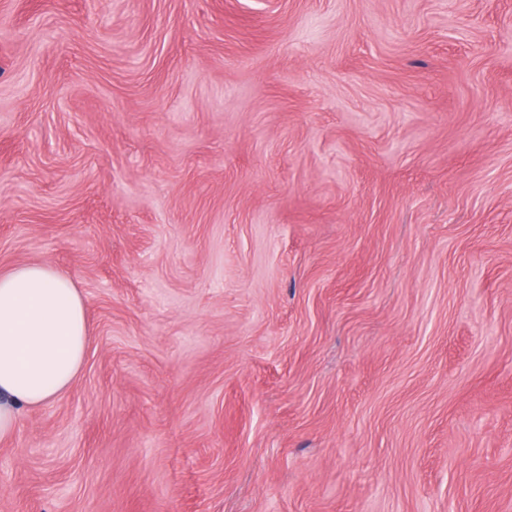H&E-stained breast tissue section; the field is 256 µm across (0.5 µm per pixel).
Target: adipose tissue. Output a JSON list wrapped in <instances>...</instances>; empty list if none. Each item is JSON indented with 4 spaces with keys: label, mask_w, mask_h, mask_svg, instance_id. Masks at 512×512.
Listing matches in <instances>:
<instances>
[{
    "label": "adipose tissue",
    "mask_w": 512,
    "mask_h": 512,
    "mask_svg": "<svg viewBox=\"0 0 512 512\" xmlns=\"http://www.w3.org/2000/svg\"><path fill=\"white\" fill-rule=\"evenodd\" d=\"M90 341L70 275L41 263L0 272V441L17 432L22 410L71 389Z\"/></svg>",
    "instance_id": "ef3b65f1"
}]
</instances>
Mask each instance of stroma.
I'll return each mask as SVG.
<instances>
[{
    "label": "stroma",
    "mask_w": 512,
    "mask_h": 512,
    "mask_svg": "<svg viewBox=\"0 0 512 512\" xmlns=\"http://www.w3.org/2000/svg\"><path fill=\"white\" fill-rule=\"evenodd\" d=\"M23 263L0 512H512V0H0ZM91 330L72 277L41 263L0 272V441L21 411L65 395L78 378Z\"/></svg>",
    "instance_id": "stroma-1"
}]
</instances>
